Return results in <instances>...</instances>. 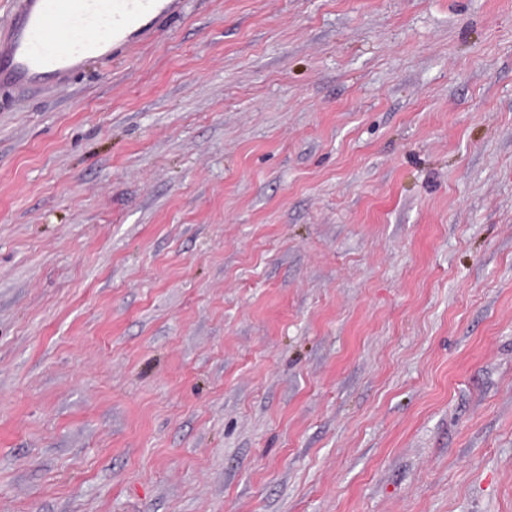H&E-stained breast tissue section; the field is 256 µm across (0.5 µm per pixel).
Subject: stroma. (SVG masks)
Masks as SVG:
<instances>
[{
    "instance_id": "35a3bbf8",
    "label": "stroma",
    "mask_w": 512,
    "mask_h": 512,
    "mask_svg": "<svg viewBox=\"0 0 512 512\" xmlns=\"http://www.w3.org/2000/svg\"><path fill=\"white\" fill-rule=\"evenodd\" d=\"M0 512H512V0L1 92Z\"/></svg>"
}]
</instances>
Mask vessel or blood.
Listing matches in <instances>:
<instances>
[{"label": "vessel or blood", "mask_w": 512, "mask_h": 512, "mask_svg": "<svg viewBox=\"0 0 512 512\" xmlns=\"http://www.w3.org/2000/svg\"><path fill=\"white\" fill-rule=\"evenodd\" d=\"M182 8L183 0H13L0 34V92L60 87L89 62L125 61L147 26Z\"/></svg>", "instance_id": "obj_1"}]
</instances>
